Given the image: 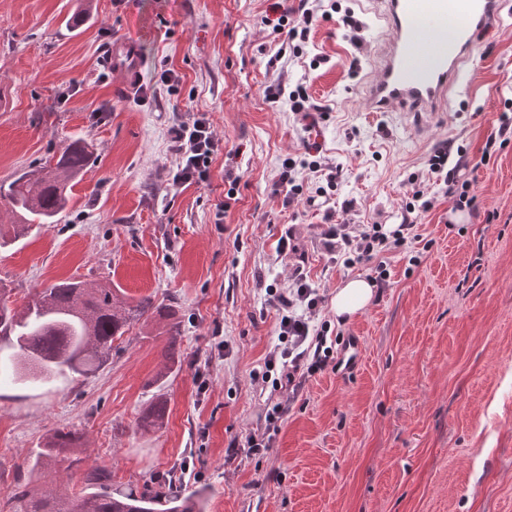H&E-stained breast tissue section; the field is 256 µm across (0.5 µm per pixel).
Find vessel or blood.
I'll return each instance as SVG.
<instances>
[{
    "instance_id": "b4317fda",
    "label": "vessel or blood",
    "mask_w": 512,
    "mask_h": 512,
    "mask_svg": "<svg viewBox=\"0 0 512 512\" xmlns=\"http://www.w3.org/2000/svg\"><path fill=\"white\" fill-rule=\"evenodd\" d=\"M390 41L380 75L367 93L368 108L436 110L474 57V30L495 20L499 0H383Z\"/></svg>"
}]
</instances>
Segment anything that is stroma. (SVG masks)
<instances>
[{"mask_svg":"<svg viewBox=\"0 0 512 512\" xmlns=\"http://www.w3.org/2000/svg\"><path fill=\"white\" fill-rule=\"evenodd\" d=\"M340 4L297 56L264 23L267 0H0V184L74 141L92 146L58 222L14 237L22 217L0 199V300L19 311L82 280L155 305L92 373L0 380V512L16 478L83 495L97 465L116 488L175 481L204 512H512V144L481 158L512 116V12L478 32L447 111L372 112L383 7ZM82 9L90 20L69 28ZM346 9L359 32L343 25ZM125 42L143 84L131 93L104 55ZM166 69L178 93L159 83ZM276 84L305 86L325 116L305 129L287 99H266ZM196 112L223 148L207 183L175 188L170 129ZM442 144L463 151L475 197L458 214L428 167ZM314 149L339 169L333 190L303 170L302 199L284 205L283 162ZM416 188L435 199L417 239L352 265L327 248L336 222L394 230ZM289 234L297 251L284 255ZM298 264L322 298L315 324L332 354L294 394L263 375L283 347L269 292L286 290ZM380 266L369 306L337 322V288ZM166 310L181 341L162 378ZM159 398L162 428L141 431ZM278 402L273 447L247 454ZM59 428L81 435L80 465L31 467Z\"/></svg>","mask_w":512,"mask_h":512,"instance_id":"stroma-1","label":"stroma"}]
</instances>
